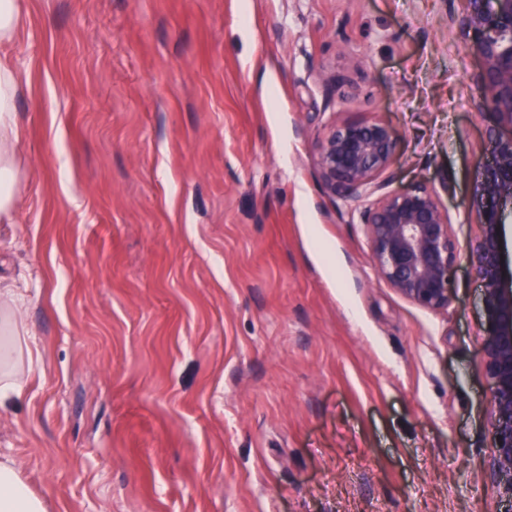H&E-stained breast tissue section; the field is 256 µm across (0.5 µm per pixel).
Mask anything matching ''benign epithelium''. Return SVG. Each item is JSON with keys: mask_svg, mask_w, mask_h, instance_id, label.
<instances>
[{"mask_svg": "<svg viewBox=\"0 0 512 512\" xmlns=\"http://www.w3.org/2000/svg\"><path fill=\"white\" fill-rule=\"evenodd\" d=\"M449 22L469 42L481 67L473 79L480 96L473 109L495 116L491 163L472 184L478 233L466 250L457 243L448 214L427 187L384 191L380 177L396 148L395 134L377 120L334 124L315 147L324 193L360 203L370 258L381 279L425 309L448 307L450 270L465 257L483 288L480 359L490 388L491 453L484 475L512 503V267L504 259V206L512 202V0H463Z\"/></svg>", "mask_w": 512, "mask_h": 512, "instance_id": "benign-epithelium-1", "label": "benign epithelium"}]
</instances>
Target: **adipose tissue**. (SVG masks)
<instances>
[{"label": "adipose tissue", "mask_w": 512, "mask_h": 512, "mask_svg": "<svg viewBox=\"0 0 512 512\" xmlns=\"http://www.w3.org/2000/svg\"><path fill=\"white\" fill-rule=\"evenodd\" d=\"M19 76L14 68L0 64V223L12 221L18 203L20 166L16 158L19 138L16 99ZM22 294L9 295V308H0V399L19 393L15 369L29 343L26 328L15 307ZM0 512H46L44 501L20 477L13 461L0 460Z\"/></svg>", "instance_id": "obj_1"}]
</instances>
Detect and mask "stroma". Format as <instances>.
<instances>
[{
  "instance_id": "obj_1",
  "label": "stroma",
  "mask_w": 512,
  "mask_h": 512,
  "mask_svg": "<svg viewBox=\"0 0 512 512\" xmlns=\"http://www.w3.org/2000/svg\"><path fill=\"white\" fill-rule=\"evenodd\" d=\"M0 289L34 342L0 456L47 512H503L483 291L397 294L314 147L388 125L459 246L488 159L460 0H21ZM346 75L328 88L330 73Z\"/></svg>"
}]
</instances>
